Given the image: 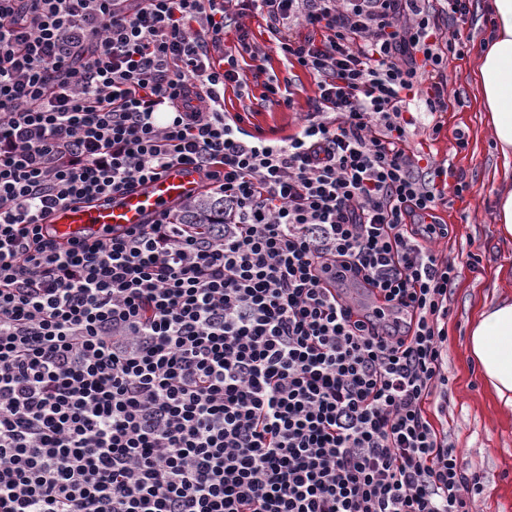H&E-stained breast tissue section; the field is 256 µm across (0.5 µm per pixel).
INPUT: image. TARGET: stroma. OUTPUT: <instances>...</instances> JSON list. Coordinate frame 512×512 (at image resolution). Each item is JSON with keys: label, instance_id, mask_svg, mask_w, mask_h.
<instances>
[{"label": "stroma", "instance_id": "stroma-1", "mask_svg": "<svg viewBox=\"0 0 512 512\" xmlns=\"http://www.w3.org/2000/svg\"><path fill=\"white\" fill-rule=\"evenodd\" d=\"M491 0H472L471 12L460 34L463 53L449 56L448 109L422 118L409 129L410 146L416 154L449 166L463 177L468 190L439 207L435 221L447 225V239L436 248L454 259L459 276L449 295L448 336L444 369L448 374V412L432 414L436 427L448 433L463 471H478L482 491L478 512H512V409L485 385L467 352L469 327L482 306L497 298L512 296V240L499 236L496 197L504 159L477 96L473 72L478 53L492 36ZM268 75L291 77L296 88L293 103L262 97L261 82H252L251 100L226 92L227 112L248 111L245 129L252 134L280 139L295 134L300 115L308 111L313 94L312 79L298 67L285 68L280 53L269 50ZM440 132H433V124ZM465 133L466 147L456 144L457 133ZM478 263H470V254Z\"/></svg>", "mask_w": 512, "mask_h": 512}]
</instances>
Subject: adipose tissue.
Masks as SVG:
<instances>
[{"label": "adipose tissue", "mask_w": 512, "mask_h": 512, "mask_svg": "<svg viewBox=\"0 0 512 512\" xmlns=\"http://www.w3.org/2000/svg\"><path fill=\"white\" fill-rule=\"evenodd\" d=\"M496 36L476 72L481 104L489 112L502 154L512 153V0H492ZM469 357L489 388L512 405V300L486 306L467 338Z\"/></svg>", "instance_id": "adipose-tissue-1"}]
</instances>
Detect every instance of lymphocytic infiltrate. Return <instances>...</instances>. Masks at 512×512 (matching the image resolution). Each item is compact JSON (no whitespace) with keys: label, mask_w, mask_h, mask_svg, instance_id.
I'll use <instances>...</instances> for the list:
<instances>
[{"label":"lymphocytic infiltrate","mask_w":512,"mask_h":512,"mask_svg":"<svg viewBox=\"0 0 512 512\" xmlns=\"http://www.w3.org/2000/svg\"><path fill=\"white\" fill-rule=\"evenodd\" d=\"M470 6L0 0V512H477L427 412L448 410L450 171L406 117L447 111L457 45L431 34ZM251 12L313 79L282 139L224 110L242 55L266 71ZM178 164L223 223H46Z\"/></svg>","instance_id":"obj_1"}]
</instances>
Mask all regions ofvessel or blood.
Listing matches in <instances>:
<instances>
[{
  "label": "vessel or blood",
  "instance_id": "obj_1",
  "mask_svg": "<svg viewBox=\"0 0 512 512\" xmlns=\"http://www.w3.org/2000/svg\"><path fill=\"white\" fill-rule=\"evenodd\" d=\"M198 190L197 176L180 166L160 175L146 186L127 190L90 204H67L47 218L58 236L83 239L111 235L118 228L128 229L152 218Z\"/></svg>",
  "mask_w": 512,
  "mask_h": 512
}]
</instances>
